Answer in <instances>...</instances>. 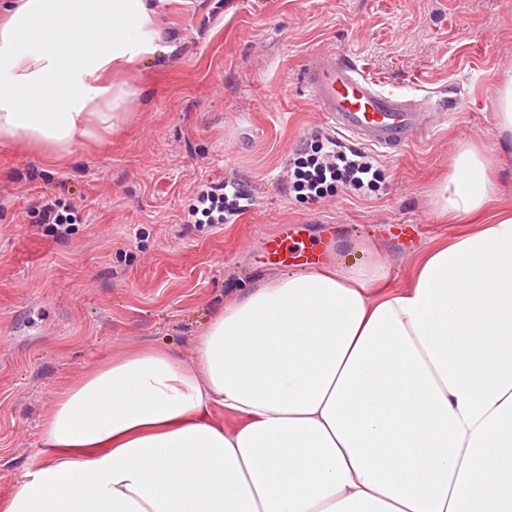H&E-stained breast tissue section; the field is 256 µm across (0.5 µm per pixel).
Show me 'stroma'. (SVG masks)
<instances>
[{
  "instance_id": "obj_1",
  "label": "stroma",
  "mask_w": 512,
  "mask_h": 512,
  "mask_svg": "<svg viewBox=\"0 0 512 512\" xmlns=\"http://www.w3.org/2000/svg\"><path fill=\"white\" fill-rule=\"evenodd\" d=\"M165 30L180 48L133 74L140 94L119 133L77 141L55 163L0 145V500L37 463L39 426L76 377L132 349L188 357L240 288L283 273L264 262L279 225L308 245L334 236L333 263L380 255L392 290L409 285L421 250L466 230L436 216L434 192L457 142L495 139L512 0H189ZM318 49L466 103L438 133L379 158L377 191L302 198L279 177L321 123L302 82ZM228 179L255 204L236 223H208L197 196ZM49 199L79 217L65 238L41 220ZM319 215L333 224H313Z\"/></svg>"
}]
</instances>
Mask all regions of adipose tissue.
Masks as SVG:
<instances>
[{"label":"adipose tissue","mask_w":512,"mask_h":512,"mask_svg":"<svg viewBox=\"0 0 512 512\" xmlns=\"http://www.w3.org/2000/svg\"><path fill=\"white\" fill-rule=\"evenodd\" d=\"M175 0H0V143L53 162L119 131L118 70L170 52ZM493 144L436 190L469 232L386 289L380 257L244 288L189 358L141 349L62 391L0 512H512V69ZM220 406L240 419L213 424Z\"/></svg>","instance_id":"adipose-tissue-1"}]
</instances>
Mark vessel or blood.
Listing matches in <instances>:
<instances>
[{
	"label": "vessel or blood",
	"mask_w": 512,
	"mask_h": 512,
	"mask_svg": "<svg viewBox=\"0 0 512 512\" xmlns=\"http://www.w3.org/2000/svg\"><path fill=\"white\" fill-rule=\"evenodd\" d=\"M304 85L332 136L383 156L395 155L441 128L460 103L456 97L446 100L412 86L388 85L366 64L336 50L309 57ZM267 252L277 264L310 255L290 246L284 234L268 240Z\"/></svg>",
	"instance_id": "1"
}]
</instances>
